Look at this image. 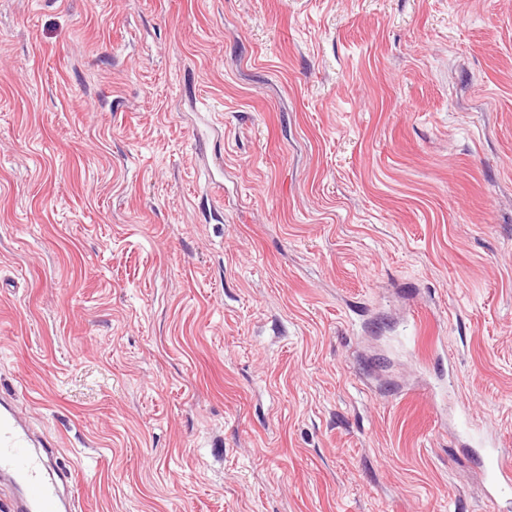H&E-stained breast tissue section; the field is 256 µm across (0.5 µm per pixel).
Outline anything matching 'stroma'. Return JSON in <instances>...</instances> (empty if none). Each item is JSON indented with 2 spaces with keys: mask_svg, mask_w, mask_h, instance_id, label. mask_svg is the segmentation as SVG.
<instances>
[{
  "mask_svg": "<svg viewBox=\"0 0 512 512\" xmlns=\"http://www.w3.org/2000/svg\"><path fill=\"white\" fill-rule=\"evenodd\" d=\"M0 397L76 512H512V0H0ZM479 446L483 450V474L489 488L490 503L512 494V466L504 457L501 448L478 434H475Z\"/></svg>",
  "mask_w": 512,
  "mask_h": 512,
  "instance_id": "stroma-1",
  "label": "stroma"
}]
</instances>
